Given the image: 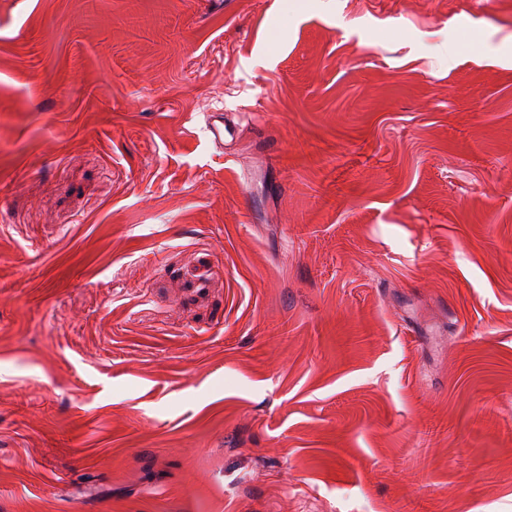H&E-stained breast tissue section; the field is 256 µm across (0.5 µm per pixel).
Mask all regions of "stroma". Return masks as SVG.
I'll list each match as a JSON object with an SVG mask.
<instances>
[{"mask_svg": "<svg viewBox=\"0 0 512 512\" xmlns=\"http://www.w3.org/2000/svg\"><path fill=\"white\" fill-rule=\"evenodd\" d=\"M84 504L512 512V0H0V512ZM205 130L207 131L210 140L223 148L224 138L236 135V129L224 122V113L221 109L212 110L204 114Z\"/></svg>", "mask_w": 512, "mask_h": 512, "instance_id": "1", "label": "stroma"}]
</instances>
